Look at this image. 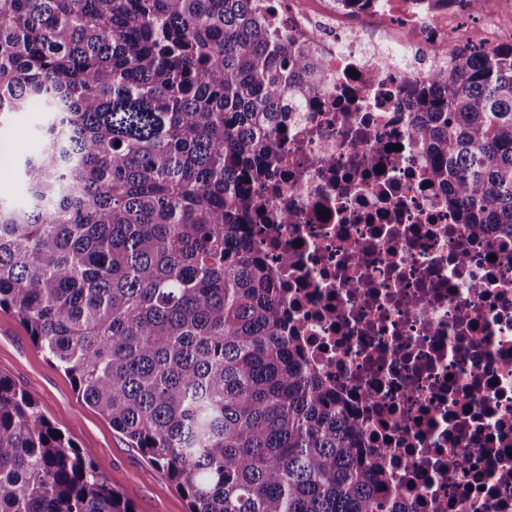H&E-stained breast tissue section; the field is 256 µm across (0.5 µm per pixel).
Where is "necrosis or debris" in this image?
<instances>
[{
	"label": "necrosis or debris",
	"instance_id": "1",
	"mask_svg": "<svg viewBox=\"0 0 512 512\" xmlns=\"http://www.w3.org/2000/svg\"><path fill=\"white\" fill-rule=\"evenodd\" d=\"M257 2L270 43L321 68L289 99L251 227L288 330L417 512H512V237L455 222L409 131L454 14L377 0L389 27L374 41L336 0Z\"/></svg>",
	"mask_w": 512,
	"mask_h": 512
}]
</instances>
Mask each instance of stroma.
Here are the masks:
<instances>
[{
    "instance_id": "35a3bbf8",
    "label": "stroma",
    "mask_w": 512,
    "mask_h": 512,
    "mask_svg": "<svg viewBox=\"0 0 512 512\" xmlns=\"http://www.w3.org/2000/svg\"><path fill=\"white\" fill-rule=\"evenodd\" d=\"M40 120L39 104H31L0 134V195L19 196L20 184L12 166L40 153ZM0 373L40 402L53 426L90 454L96 469L132 502L136 512H188L186 499L165 468L150 461L87 405L70 376L34 346L15 316L1 310Z\"/></svg>"
}]
</instances>
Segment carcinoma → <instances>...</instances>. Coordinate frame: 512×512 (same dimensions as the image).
<instances>
[{
  "instance_id": "cac0c4a2",
  "label": "carcinoma",
  "mask_w": 512,
  "mask_h": 512,
  "mask_svg": "<svg viewBox=\"0 0 512 512\" xmlns=\"http://www.w3.org/2000/svg\"><path fill=\"white\" fill-rule=\"evenodd\" d=\"M413 88L411 133L459 224L512 236V44ZM254 0H0V134L42 151L0 197V310L161 464L188 512H413L294 336L251 237L288 71ZM0 374V512H135ZM39 110L40 104L33 103L27 112H19L0 137V195L4 197L17 198L20 194L19 180L12 163L35 156L42 149L43 141L38 128L42 116Z\"/></svg>"
}]
</instances>
